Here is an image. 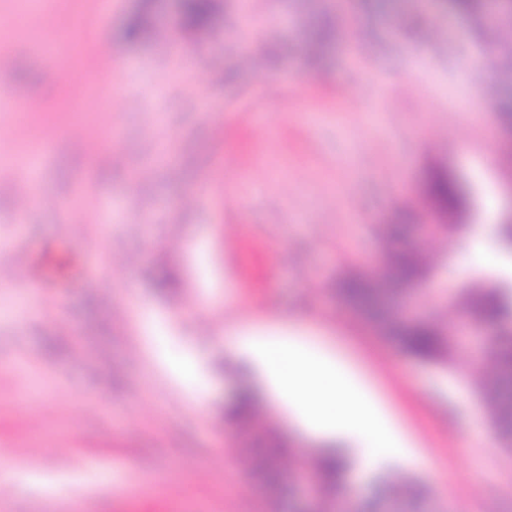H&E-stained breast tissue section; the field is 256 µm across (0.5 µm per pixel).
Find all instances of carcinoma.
Returning <instances> with one entry per match:
<instances>
[{"instance_id": "cac0c4a2", "label": "carcinoma", "mask_w": 512, "mask_h": 512, "mask_svg": "<svg viewBox=\"0 0 512 512\" xmlns=\"http://www.w3.org/2000/svg\"><path fill=\"white\" fill-rule=\"evenodd\" d=\"M179 14L182 21L196 28L210 27L215 18L214 0H180ZM150 27L147 15L133 16L125 34L136 38ZM309 41L316 52L326 49L332 41V31L317 16L307 22ZM426 198L438 210L452 216L461 210L463 198L455 180L446 173L431 176ZM403 229L388 225L382 230L387 242L384 255L385 272L391 281V299L383 310L375 313L384 337L405 355L426 363L448 366L459 345V336L448 326L433 320L411 318L403 306L407 303L432 302L444 308L455 306L474 326L493 325L496 335L484 344L478 360L490 370L477 382V391L490 422L503 447L512 452V295L493 284L475 282L468 288H459L451 297L430 298L416 283L426 279L432 270L419 249L398 246ZM337 295L349 306L362 311L374 307L373 278L367 272L346 275L335 284ZM224 422L236 430L237 435L251 445V462L247 477L263 492L277 498L286 494L293 497L298 479L296 474H284L279 461L287 452L285 439L265 429L259 420L258 407L250 394L240 393L224 407ZM313 479L318 501L323 512H377L376 504L361 501L349 486L347 462L338 457L321 455L304 463ZM387 504L398 512H409L410 507L422 500L425 490L415 482L391 476L384 490Z\"/></svg>"}]
</instances>
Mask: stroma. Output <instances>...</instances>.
I'll list each match as a JSON object with an SVG mask.
<instances>
[{
    "instance_id": "35a3bbf8",
    "label": "stroma",
    "mask_w": 512,
    "mask_h": 512,
    "mask_svg": "<svg viewBox=\"0 0 512 512\" xmlns=\"http://www.w3.org/2000/svg\"><path fill=\"white\" fill-rule=\"evenodd\" d=\"M0 0V512H296L241 471L224 422L239 385L266 425L310 459L320 440L240 370L230 326L325 330L379 393L441 482L423 512H512V454L470 382V338L451 367L399 352L334 291L376 272L381 224L463 227L425 242L447 295L512 287V253L485 214L512 217V0L483 14L445 0H217L213 25L175 0H55L64 60L23 51L37 31ZM147 11L172 42L122 39ZM335 40L308 49L306 20ZM114 62L99 73L98 47ZM488 98L482 121L463 111ZM28 98L39 112H15ZM444 170L465 188L454 218L423 188ZM36 289L37 303L25 299Z\"/></svg>"
}]
</instances>
